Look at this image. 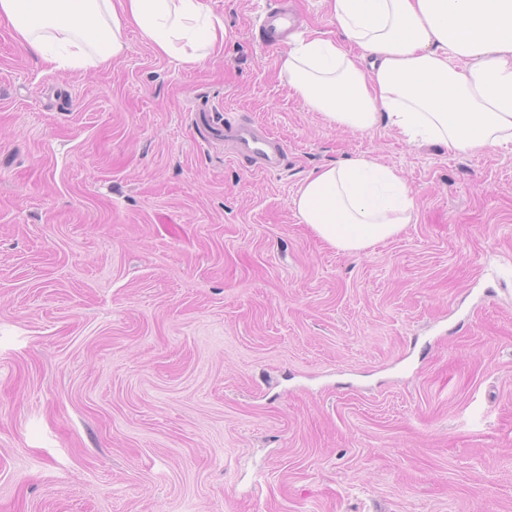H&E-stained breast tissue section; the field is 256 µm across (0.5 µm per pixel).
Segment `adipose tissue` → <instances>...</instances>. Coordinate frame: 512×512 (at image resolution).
<instances>
[{
    "label": "adipose tissue",
    "mask_w": 512,
    "mask_h": 512,
    "mask_svg": "<svg viewBox=\"0 0 512 512\" xmlns=\"http://www.w3.org/2000/svg\"><path fill=\"white\" fill-rule=\"evenodd\" d=\"M337 35L311 31L281 58L295 94L331 125L395 129L477 154L512 146V0H323ZM0 20L51 72L108 68L136 27L161 56L193 67L222 53L210 0H0ZM300 223L358 255L416 219L398 169L361 154L309 175Z\"/></svg>",
    "instance_id": "ef3b65f1"
}]
</instances>
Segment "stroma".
I'll return each mask as SVG.
<instances>
[{
    "label": "stroma",
    "instance_id": "obj_1",
    "mask_svg": "<svg viewBox=\"0 0 512 512\" xmlns=\"http://www.w3.org/2000/svg\"><path fill=\"white\" fill-rule=\"evenodd\" d=\"M270 2L210 0L194 67L131 27L48 75L0 24V512H512V150L328 125ZM360 153L417 220L350 255L291 201ZM296 27L295 18L287 8L275 3L266 11L262 19L259 18L258 44L263 49H275L288 33ZM231 137L237 148L236 153L257 164L258 169L267 171L276 167L279 151L269 138L259 135L252 125L235 127Z\"/></svg>",
    "mask_w": 512,
    "mask_h": 512
}]
</instances>
